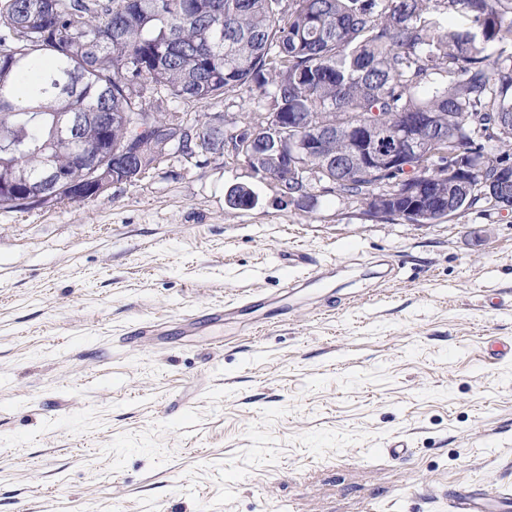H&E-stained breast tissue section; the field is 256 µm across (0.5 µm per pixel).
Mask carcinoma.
Masks as SVG:
<instances>
[{
  "instance_id": "carcinoma-1",
  "label": "carcinoma",
  "mask_w": 512,
  "mask_h": 512,
  "mask_svg": "<svg viewBox=\"0 0 512 512\" xmlns=\"http://www.w3.org/2000/svg\"><path fill=\"white\" fill-rule=\"evenodd\" d=\"M509 40L512 0H0V209L70 198L48 170L85 188L134 179L153 158L131 124L152 117L156 145L176 133L152 99L245 84L262 135L206 126L177 138L187 156L237 140L292 202L333 181L407 224L509 205L512 153L483 136L512 143V58L490 50ZM229 198L256 202L244 186Z\"/></svg>"
}]
</instances>
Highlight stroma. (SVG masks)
<instances>
[{"label":"stroma","mask_w":512,"mask_h":512,"mask_svg":"<svg viewBox=\"0 0 512 512\" xmlns=\"http://www.w3.org/2000/svg\"><path fill=\"white\" fill-rule=\"evenodd\" d=\"M162 109L228 128L262 111L245 85ZM237 186L255 206L229 203ZM293 248L328 278L290 287ZM496 338L510 210L417 226L318 188L299 208L229 151L2 209L0 512H448L454 489L512 488Z\"/></svg>","instance_id":"stroma-1"}]
</instances>
